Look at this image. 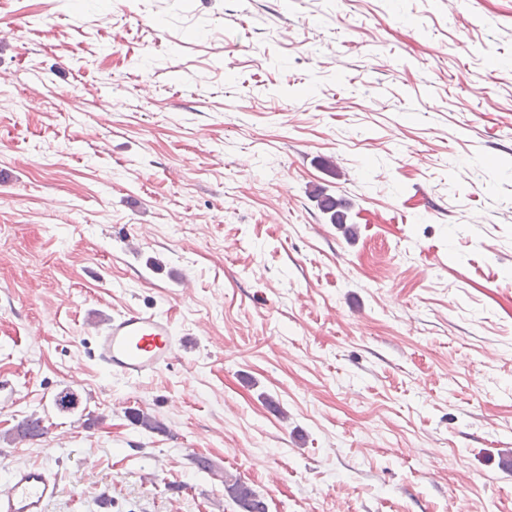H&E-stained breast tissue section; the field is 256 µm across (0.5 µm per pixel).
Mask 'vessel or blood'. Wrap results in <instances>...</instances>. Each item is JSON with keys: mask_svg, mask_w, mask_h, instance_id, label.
Returning a JSON list of instances; mask_svg holds the SVG:
<instances>
[{"mask_svg": "<svg viewBox=\"0 0 512 512\" xmlns=\"http://www.w3.org/2000/svg\"><path fill=\"white\" fill-rule=\"evenodd\" d=\"M185 346L169 317L130 307L98 329L93 359L105 371L138 381L167 368ZM58 492V481L46 467L15 468L0 486V512H46Z\"/></svg>", "mask_w": 512, "mask_h": 512, "instance_id": "b4317fda", "label": "vessel or blood"}]
</instances>
